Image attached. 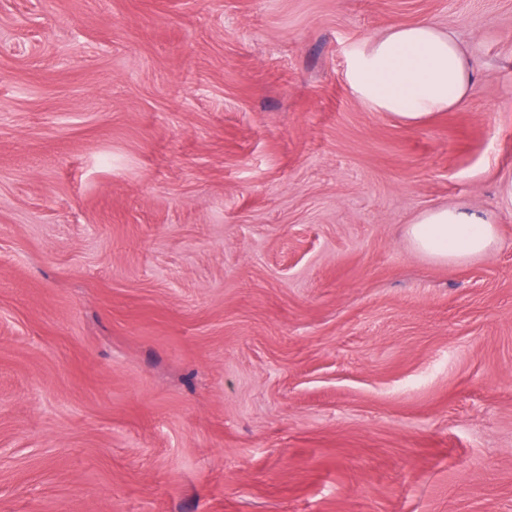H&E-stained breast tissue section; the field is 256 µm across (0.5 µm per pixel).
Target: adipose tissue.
I'll return each mask as SVG.
<instances>
[{"label": "adipose tissue", "instance_id": "ef3b65f1", "mask_svg": "<svg viewBox=\"0 0 512 512\" xmlns=\"http://www.w3.org/2000/svg\"><path fill=\"white\" fill-rule=\"evenodd\" d=\"M348 81L372 110L418 124L458 105L473 72L452 34L421 22L395 27L368 43L354 57ZM407 236L417 252L456 262L491 250L497 229L491 216L454 205L425 211L409 224Z\"/></svg>", "mask_w": 512, "mask_h": 512}]
</instances>
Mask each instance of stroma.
Instances as JSON below:
<instances>
[{
  "label": "stroma",
  "mask_w": 512,
  "mask_h": 512,
  "mask_svg": "<svg viewBox=\"0 0 512 512\" xmlns=\"http://www.w3.org/2000/svg\"><path fill=\"white\" fill-rule=\"evenodd\" d=\"M423 21L409 125L346 73ZM511 180L512 0H0V512H512ZM348 81L372 110L419 124L458 105L473 72L452 34L421 22L395 27L368 43L354 57ZM407 236L417 252L456 262L491 250L497 229L491 216L454 205L425 211L408 225Z\"/></svg>",
  "instance_id": "1"
}]
</instances>
